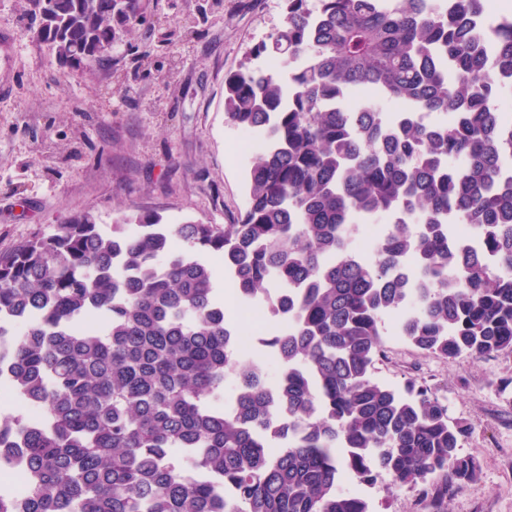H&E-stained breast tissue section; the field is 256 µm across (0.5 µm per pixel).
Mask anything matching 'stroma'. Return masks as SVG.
Returning a JSON list of instances; mask_svg holds the SVG:
<instances>
[{
	"label": "stroma",
	"instance_id": "1",
	"mask_svg": "<svg viewBox=\"0 0 512 512\" xmlns=\"http://www.w3.org/2000/svg\"><path fill=\"white\" fill-rule=\"evenodd\" d=\"M23 0H0V33L13 42L0 67V254L95 209L103 224L123 213L161 212L169 222L229 224L247 205L244 130L224 112V78L246 51L284 22L283 0H148L104 67H61L33 39ZM377 380H428L468 434L478 481L450 512H512V402L493 382L512 376V354L442 359L383 338ZM345 491L371 512H418L414 491L389 475Z\"/></svg>",
	"mask_w": 512,
	"mask_h": 512
}]
</instances>
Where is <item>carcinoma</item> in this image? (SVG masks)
I'll list each match as a JSON object with an SVG mask.
<instances>
[{"label": "carcinoma", "mask_w": 512, "mask_h": 512, "mask_svg": "<svg viewBox=\"0 0 512 512\" xmlns=\"http://www.w3.org/2000/svg\"><path fill=\"white\" fill-rule=\"evenodd\" d=\"M285 21L225 79L228 121L264 140L231 224L91 210L0 254V512H370L340 485L383 473L427 512L477 482L466 428L426 382L377 381L385 318L426 354L512 352V16L483 0H284ZM60 65L93 70L146 0H24ZM374 93L357 109L346 100ZM390 232L365 256L359 222ZM467 224L474 239L455 237ZM272 302L257 339L213 294ZM281 445L278 454L270 452ZM204 259L214 268V282L221 298L222 291L224 292L223 298L226 316L229 320L235 322L236 316L239 314V309L233 299L231 300L230 304L227 302V295H229V282L226 279V276L224 277V266L220 260L211 254L204 255Z\"/></svg>", "instance_id": "carcinoma-1"}]
</instances>
